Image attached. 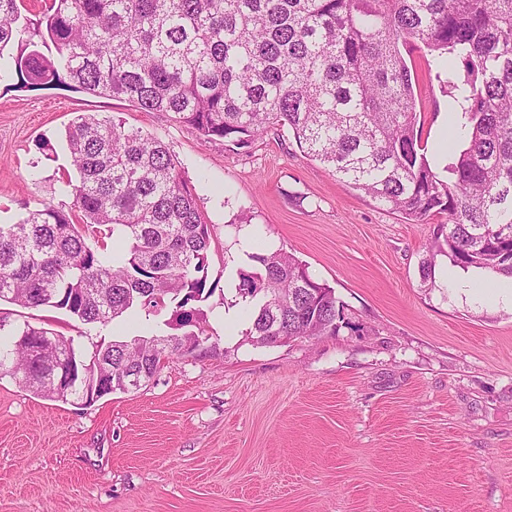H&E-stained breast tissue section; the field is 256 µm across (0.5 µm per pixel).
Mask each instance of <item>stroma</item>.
I'll use <instances>...</instances> for the list:
<instances>
[{"label": "stroma", "instance_id": "1", "mask_svg": "<svg viewBox=\"0 0 512 512\" xmlns=\"http://www.w3.org/2000/svg\"><path fill=\"white\" fill-rule=\"evenodd\" d=\"M411 64L441 169L448 98L425 51ZM83 112L165 142L212 226L207 352L168 356L148 383L90 406L0 377V512H512V305L482 272L461 288L443 255L423 284L446 215L408 223L284 131L206 143L173 113L12 75L0 79V224L46 203L80 220L65 133ZM240 213L249 224L231 228ZM249 249L292 253L334 288L346 325L270 346L228 333L225 309L246 310L234 284ZM0 314L88 356L103 340L171 333L166 315L139 310L105 328L55 309Z\"/></svg>", "mask_w": 512, "mask_h": 512}]
</instances>
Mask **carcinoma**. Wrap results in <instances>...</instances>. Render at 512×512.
<instances>
[{"label": "carcinoma", "instance_id": "cac0c4a2", "mask_svg": "<svg viewBox=\"0 0 512 512\" xmlns=\"http://www.w3.org/2000/svg\"><path fill=\"white\" fill-rule=\"evenodd\" d=\"M20 19L18 0H0V58L39 35ZM44 19L57 59L21 52L16 72L172 112L205 142L245 148L286 126L308 157L406 220L448 215L423 280L438 254L512 278V0H52ZM407 46L432 57L452 123L465 131L448 144L445 176L422 144ZM66 145L79 176L66 180L74 206L121 248H92L59 207L29 210L0 224V302L64 310L92 327L169 308L178 333L136 338L137 351L114 342L89 359L62 340L72 383L60 393L45 387L46 361L17 344L52 332L0 316V375L62 401L118 383L126 369L152 378L159 361H139L151 349L181 356L184 342L202 344L195 303L215 291L210 225L162 140L83 113ZM248 259L235 283L253 304L246 335L336 334L343 306L305 264L281 249Z\"/></svg>", "mask_w": 512, "mask_h": 512}]
</instances>
